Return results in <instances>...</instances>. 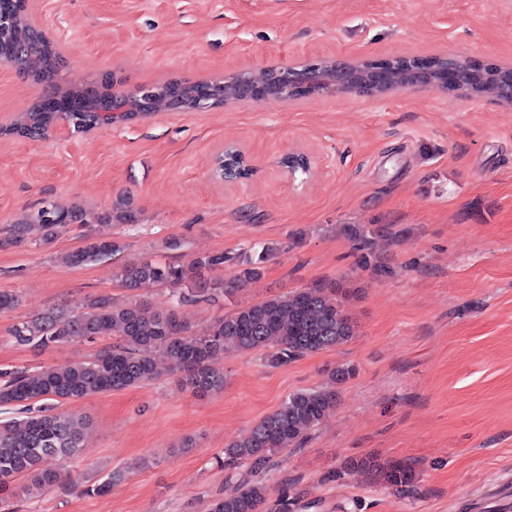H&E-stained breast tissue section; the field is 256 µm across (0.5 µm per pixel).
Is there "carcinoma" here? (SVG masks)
Wrapping results in <instances>:
<instances>
[{
	"instance_id": "carcinoma-1",
	"label": "carcinoma",
	"mask_w": 512,
	"mask_h": 512,
	"mask_svg": "<svg viewBox=\"0 0 512 512\" xmlns=\"http://www.w3.org/2000/svg\"><path fill=\"white\" fill-rule=\"evenodd\" d=\"M27 22L0 33V50L14 55L23 74L36 83L55 81L59 62L56 46L43 34L27 33ZM413 59L399 58L382 72L374 74L367 66H350L346 86L376 82L386 91L412 83ZM456 72L459 92L464 96H491L512 101V68L495 66L476 68L467 60L442 58L425 84L439 85L446 69ZM254 82L279 94V72L260 69ZM150 106L162 110L179 98L182 107H194L192 89L185 83L164 82L154 88ZM108 97L97 96L82 112H72L71 122L79 127L98 120ZM56 121L52 112L42 111L37 102L20 113L0 134L19 137H44ZM134 213L129 202L119 200L112 212L99 223H130ZM80 210H62L44 202L25 224L12 226L11 242L18 244L38 233L42 242L51 241L67 224H81ZM340 232L355 246L356 263L371 270L377 278L390 274L387 264L376 254L380 240L398 237L387 224H342ZM118 250L110 239H98L84 249L67 254L66 263L78 266L109 256ZM276 250L250 255L231 278L209 282L202 270L220 265L228 258L222 254L204 255L188 264H162L143 260L120 268L122 284L135 290L145 284L164 283L182 287L178 302H214L231 296L246 283L263 274L265 255ZM349 291L337 282H325L299 288L264 300L251 302L220 316L200 330L190 333L174 311L167 313L138 299L117 301L109 295L90 296L81 305H54L36 315L19 318L8 336L20 345L45 350L80 340L108 337L112 345L93 359L78 364L53 363L9 374L0 384V406H22L26 416L19 421L0 424V495L24 499L61 484L62 475L44 467L49 457L67 459L82 450L87 420L57 411V405L69 400L90 398L111 391L147 384L160 375L159 360L172 373L182 375L184 384L194 393L207 395L224 390V373L213 369L215 354L232 347L240 352L261 351L266 363L278 367L307 354L336 348L356 336V322L345 309ZM355 375L352 366L336 368L328 375L327 386L290 393L272 412L263 416L247 433L224 446V463H249L254 468L266 464L280 450L298 447L308 432L336 406V387ZM345 475L366 478L403 495L417 492V476L409 465L397 460H382L366 455L346 462ZM123 478L120 471L109 472L88 484L84 493L104 495ZM211 512H293V503L282 496L269 503L268 487L261 481L246 480L213 501Z\"/></svg>"
}]
</instances>
